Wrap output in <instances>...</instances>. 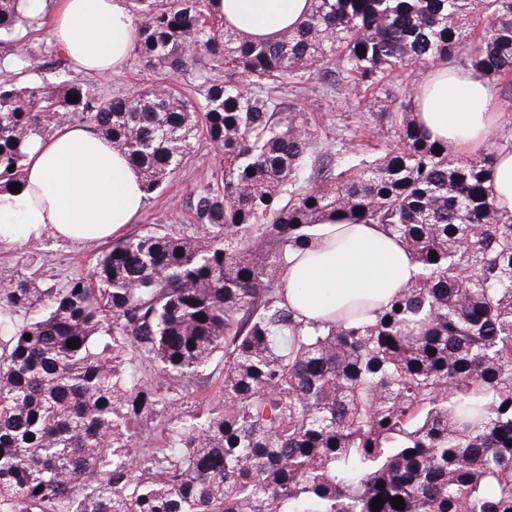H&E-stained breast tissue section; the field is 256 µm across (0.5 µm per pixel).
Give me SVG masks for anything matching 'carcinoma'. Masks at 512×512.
<instances>
[{
  "label": "carcinoma",
  "instance_id": "1",
  "mask_svg": "<svg viewBox=\"0 0 512 512\" xmlns=\"http://www.w3.org/2000/svg\"><path fill=\"white\" fill-rule=\"evenodd\" d=\"M128 4L157 79L106 97L28 50L39 19L0 0V190L76 122L148 198L195 134L220 163L194 233L127 235L59 287L0 278V512H512V212L487 186L512 128L458 158L390 91L440 62L512 86V0H310L265 40L213 0ZM308 95L380 102L378 145L362 124L315 153ZM328 221L380 224L418 265L374 323L306 324L285 299V256ZM216 359L222 399L185 412Z\"/></svg>",
  "mask_w": 512,
  "mask_h": 512
}]
</instances>
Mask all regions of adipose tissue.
Listing matches in <instances>:
<instances>
[{"instance_id":"1","label":"adipose tissue","mask_w":512,"mask_h":512,"mask_svg":"<svg viewBox=\"0 0 512 512\" xmlns=\"http://www.w3.org/2000/svg\"><path fill=\"white\" fill-rule=\"evenodd\" d=\"M215 9L240 37L270 38L297 27L309 0H216ZM47 32L78 72L107 77L126 65L137 27L127 0H55ZM412 106L432 138L466 155L480 151L502 115L492 83L441 64L417 84ZM145 202L135 166L98 132L69 124L34 138L20 190L0 192V245L49 236L106 241L135 223ZM417 273L410 254L382 226L345 223L323 230L313 250L289 252L283 278L289 304L315 321L362 299L378 315Z\"/></svg>"}]
</instances>
